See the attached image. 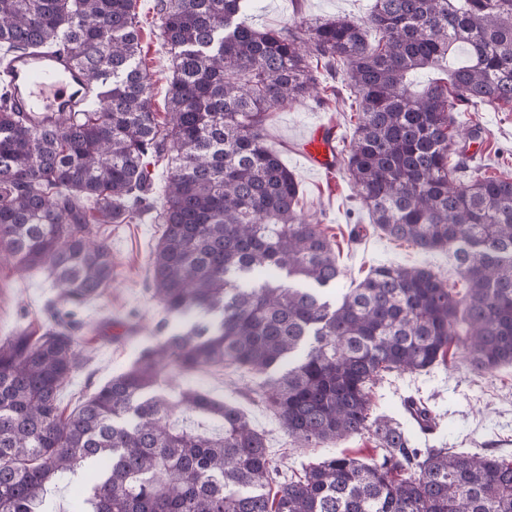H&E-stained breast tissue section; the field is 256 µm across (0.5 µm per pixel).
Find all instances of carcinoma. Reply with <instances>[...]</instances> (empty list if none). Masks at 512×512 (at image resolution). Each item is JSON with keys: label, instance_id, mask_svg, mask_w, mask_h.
<instances>
[{"label": "carcinoma", "instance_id": "obj_1", "mask_svg": "<svg viewBox=\"0 0 512 512\" xmlns=\"http://www.w3.org/2000/svg\"><path fill=\"white\" fill-rule=\"evenodd\" d=\"M247 0H157L171 52L156 119L136 0H0V51L54 47L99 87L85 112L37 121L0 93V256L45 273L37 336L0 340V512H48V486L93 467L83 512H512V459L413 448L375 411L388 375L512 365V178L468 172L457 113L512 109V0H374L361 21L261 32ZM381 35L374 46L367 33ZM345 73L356 134L344 166L372 223L424 251L456 245L465 288L422 266H378L330 303L334 249L302 216L299 185L265 143L266 118ZM167 160L149 291L182 328L78 409L61 387L85 365L78 312L112 284L99 224L148 206ZM256 378L299 448L380 439L367 462L328 456L279 481L264 433L237 405L154 388L204 367ZM177 410L220 423L177 427Z\"/></svg>", "mask_w": 512, "mask_h": 512}]
</instances>
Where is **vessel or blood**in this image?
Masks as SVG:
<instances>
[{
	"label": "vessel or blood",
	"instance_id": "1",
	"mask_svg": "<svg viewBox=\"0 0 512 512\" xmlns=\"http://www.w3.org/2000/svg\"><path fill=\"white\" fill-rule=\"evenodd\" d=\"M7 76L18 92L13 100L17 111L66 113L83 110L94 102L91 86L53 49L37 54H23L10 59ZM312 166L325 171L336 167V130L331 126L318 127L305 153Z\"/></svg>",
	"mask_w": 512,
	"mask_h": 512
}]
</instances>
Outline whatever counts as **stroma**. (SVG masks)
I'll return each instance as SVG.
<instances>
[{
    "mask_svg": "<svg viewBox=\"0 0 512 512\" xmlns=\"http://www.w3.org/2000/svg\"><path fill=\"white\" fill-rule=\"evenodd\" d=\"M157 0H136L141 55L139 60L152 83L151 106L159 119L167 117V89L170 55L161 36ZM374 0H248L245 20L259 29L282 30L332 15L354 19L364 17ZM324 104L307 99L274 112L266 121L264 135L269 147L295 175L300 185L299 208L319 224L338 259L340 288L356 287L380 265L425 266L440 275L449 287L463 288L464 282L451 250L424 252L405 241L385 236L371 224L367 211L356 197L344 166L327 173L313 168L303 155V146L316 125L331 124L338 129L337 151H347L357 119L348 101L325 93ZM461 127L479 125V138L460 142L459 151L475 157L485 174L512 177V110L477 105L461 113ZM101 237L112 244V285L87 302L79 317L83 327L80 345L89 357L83 371L76 373L59 393V405L72 411L95 389L128 370L141 352L161 336V308L147 289L150 251L162 233L152 213L128 224H102ZM55 290L43 274L18 271L13 263L0 261V336L37 334L45 304ZM251 377L232 369L207 367L180 377L173 386L159 391L176 399L181 389L193 387L217 400L237 401L253 425L265 433L281 475L301 472L303 466L326 456L345 454L361 460L378 451L370 434L358 435L325 448L297 447L272 413L253 404L245 392ZM423 401L438 422L436 431L423 434L418 426L410 433L416 444L429 443L469 453L512 456V367L492 376L474 373L462 353L449 354L447 365L428 373L395 374L377 389L378 412L407 421L404 399Z\"/></svg>",
    "mask_w": 512,
    "mask_h": 512,
    "instance_id": "stroma-1",
    "label": "stroma"
}]
</instances>
